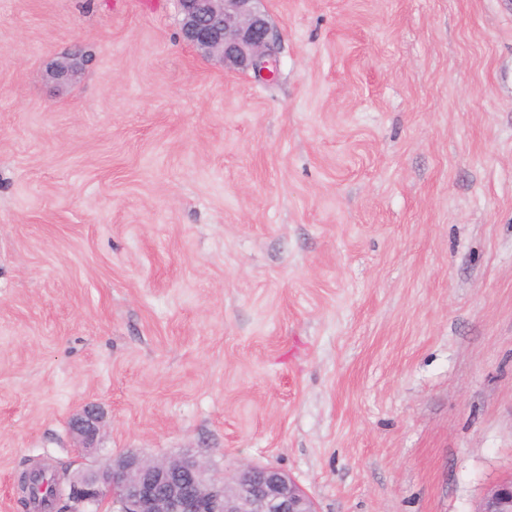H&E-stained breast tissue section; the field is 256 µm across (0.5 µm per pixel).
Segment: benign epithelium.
<instances>
[{
  "mask_svg": "<svg viewBox=\"0 0 512 512\" xmlns=\"http://www.w3.org/2000/svg\"><path fill=\"white\" fill-rule=\"evenodd\" d=\"M258 0H176L184 40L228 69H251L264 81L276 79L278 64L269 22ZM80 52L50 65L51 77L72 83L82 73ZM105 415L87 404L71 419L76 447L98 450ZM66 493L84 509L108 501L116 512H317L313 498L291 477L269 464H246L219 480L192 452L168 464L138 455L71 476ZM476 512H512V476L490 486Z\"/></svg>",
  "mask_w": 512,
  "mask_h": 512,
  "instance_id": "7a95c632",
  "label": "benign epithelium"
}]
</instances>
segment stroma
<instances>
[{
	"label": "stroma",
	"mask_w": 512,
	"mask_h": 512,
	"mask_svg": "<svg viewBox=\"0 0 512 512\" xmlns=\"http://www.w3.org/2000/svg\"><path fill=\"white\" fill-rule=\"evenodd\" d=\"M258 7L272 82L174 0H0V512L130 452L272 464L320 512L512 476V0ZM85 61L86 60L79 51L65 54L58 60L51 63V77L67 83L75 82L82 73ZM105 415L96 404L84 405L71 419L70 431L80 448L87 455L98 450L97 442L103 432Z\"/></svg>",
	"instance_id": "obj_1"
}]
</instances>
